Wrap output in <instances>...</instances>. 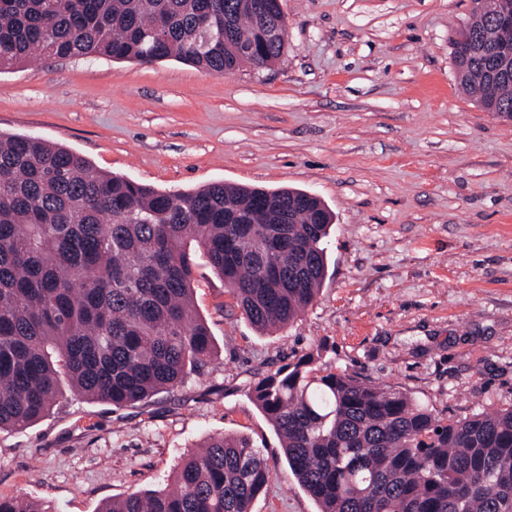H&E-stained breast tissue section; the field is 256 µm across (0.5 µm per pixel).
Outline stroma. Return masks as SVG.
<instances>
[{"label":"stroma","mask_w":512,"mask_h":512,"mask_svg":"<svg viewBox=\"0 0 512 512\" xmlns=\"http://www.w3.org/2000/svg\"><path fill=\"white\" fill-rule=\"evenodd\" d=\"M471 0H283L288 50L217 76L175 61L35 60L0 72V132L96 170L189 191L301 189L335 215L312 307L264 333L195 259L215 350L184 384L132 406L62 381L50 412L0 431V496L99 512L165 487L212 436L244 435L275 475L254 512H316L251 383L305 352L446 414L512 405V121L459 91L451 39Z\"/></svg>","instance_id":"35a3bbf8"}]
</instances>
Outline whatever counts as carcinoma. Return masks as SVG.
<instances>
[{
  "mask_svg": "<svg viewBox=\"0 0 512 512\" xmlns=\"http://www.w3.org/2000/svg\"><path fill=\"white\" fill-rule=\"evenodd\" d=\"M250 2L0 0V72L38 57L267 68L286 49L268 34L285 23L281 0H263V23ZM451 45L462 90L512 120V72L485 81L512 29L474 5ZM332 221L303 190L159 191L42 138L0 133V430L52 409L61 368L75 393L124 407L207 365L214 341L193 308V244L254 327L294 322L327 277ZM248 396L319 512H512V406L448 417L311 351ZM271 478L248 437H213L172 484L101 512H253ZM0 512L40 510L17 494L0 496Z\"/></svg>",
  "mask_w": 512,
  "mask_h": 512,
  "instance_id": "obj_1",
  "label": "carcinoma"
}]
</instances>
